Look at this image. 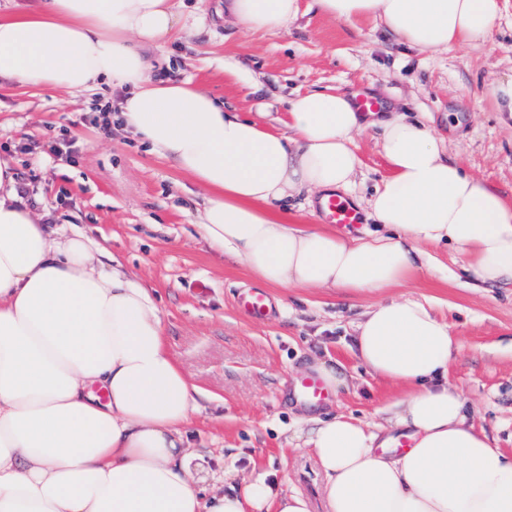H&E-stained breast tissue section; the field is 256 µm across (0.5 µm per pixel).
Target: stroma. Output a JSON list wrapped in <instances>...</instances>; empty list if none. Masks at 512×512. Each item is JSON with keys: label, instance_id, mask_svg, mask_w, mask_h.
Returning a JSON list of instances; mask_svg holds the SVG:
<instances>
[{"label": "stroma", "instance_id": "1", "mask_svg": "<svg viewBox=\"0 0 512 512\" xmlns=\"http://www.w3.org/2000/svg\"><path fill=\"white\" fill-rule=\"evenodd\" d=\"M182 21L157 54L152 79H192L240 112H260L282 132L288 99L310 90H365L390 109L426 122L450 161L512 200V114L486 97L512 78V0L491 39L476 46L418 52L369 20L343 22L315 11L277 32L244 30L224 0H174ZM124 91L104 85L72 94L0 81V158L12 160L37 217L82 231L147 287L161 309L164 336L199 387L201 411L189 441L203 455L209 489L261 479L275 491L306 494L324 512L321 475L300 440L313 418L338 414L386 434L385 407L409 386L372 376L355 352V326L374 295L332 288H269L276 314L257 320L239 305L261 282L233 254L213 252L191 213L199 188L168 160L121 129ZM360 166L345 197L366 211L391 169L373 133L355 136ZM321 192L279 203L277 216L301 228L323 226ZM431 261L396 288L430 305L462 350L448 384L476 430L512 455V284L487 285L467 255L426 249ZM324 361L348 386L327 399L298 400L295 384Z\"/></svg>", "mask_w": 512, "mask_h": 512}]
</instances>
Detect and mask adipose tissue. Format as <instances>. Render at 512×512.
I'll return each mask as SVG.
<instances>
[{
	"label": "adipose tissue",
	"mask_w": 512,
	"mask_h": 512,
	"mask_svg": "<svg viewBox=\"0 0 512 512\" xmlns=\"http://www.w3.org/2000/svg\"><path fill=\"white\" fill-rule=\"evenodd\" d=\"M0 16V79L79 92L124 87V129L172 160L202 193L198 226L219 252L281 288L378 295L356 326L361 366L412 385L386 412L411 448L388 452L343 415L305 441L323 476L325 512H512V456L494 448L448 385L461 349L448 323L405 285L414 255L447 244L486 283L512 281V203L451 162L425 123L356 110L349 95L289 102L283 133L226 107L191 81L152 82L147 50L179 25L171 0H39ZM336 21L371 18L433 52L488 41L499 0H313ZM250 31L295 20L299 0H228ZM373 131L392 169L368 200L378 229L354 238L280 222L274 204L350 189L354 136ZM200 390L180 371L152 289L91 237L39 223L16 169L0 159V512H311L301 492L262 480L207 491L187 428Z\"/></svg>",
	"instance_id": "adipose-tissue-1"
}]
</instances>
